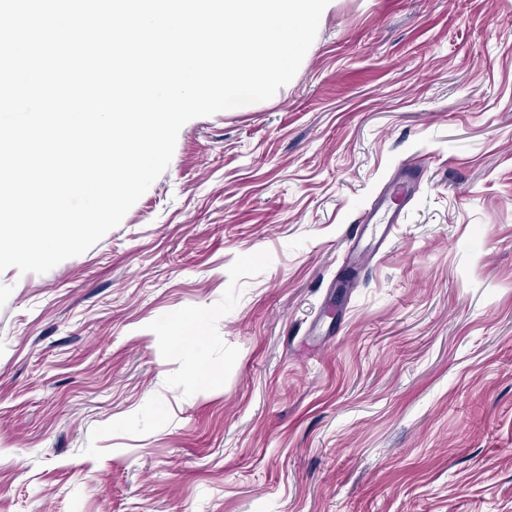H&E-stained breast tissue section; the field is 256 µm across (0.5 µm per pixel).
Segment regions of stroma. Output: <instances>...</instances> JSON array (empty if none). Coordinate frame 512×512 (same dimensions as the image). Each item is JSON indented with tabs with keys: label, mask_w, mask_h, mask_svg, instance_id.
<instances>
[{
	"label": "stroma",
	"mask_w": 512,
	"mask_h": 512,
	"mask_svg": "<svg viewBox=\"0 0 512 512\" xmlns=\"http://www.w3.org/2000/svg\"><path fill=\"white\" fill-rule=\"evenodd\" d=\"M0 512H512V0H335L100 241L0 273Z\"/></svg>",
	"instance_id": "stroma-1"
}]
</instances>
